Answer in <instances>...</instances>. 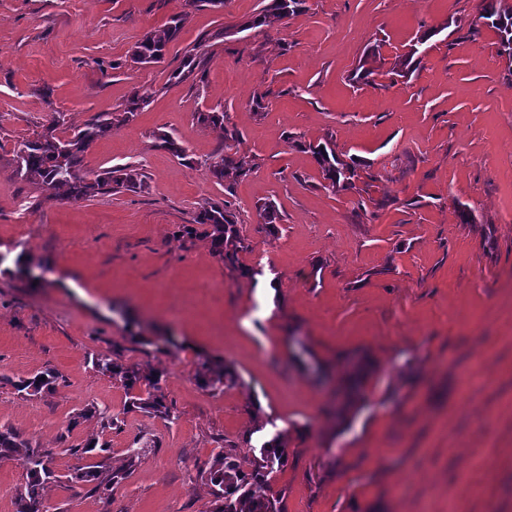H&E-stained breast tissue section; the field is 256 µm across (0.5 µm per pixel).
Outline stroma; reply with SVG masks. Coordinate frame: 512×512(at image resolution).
Returning a JSON list of instances; mask_svg holds the SVG:
<instances>
[{
	"label": "stroma",
	"mask_w": 512,
	"mask_h": 512,
	"mask_svg": "<svg viewBox=\"0 0 512 512\" xmlns=\"http://www.w3.org/2000/svg\"><path fill=\"white\" fill-rule=\"evenodd\" d=\"M480 4L306 0L246 31L261 0H0V425L50 449L59 475L89 434L113 466L134 439L153 443L111 494L51 485V512H208L200 468L225 441L245 453L278 432L285 512H512V76ZM183 10L164 62L134 64L143 34ZM431 29L417 70L397 75ZM191 54L203 81L170 82ZM364 66L373 83L355 81ZM137 92L149 105L84 169L135 165L140 188L71 202L16 175L19 143L53 116L80 125ZM215 106L255 164L229 191L157 145L169 133L211 156L224 141L194 114ZM325 140L356 163L353 187L324 189L308 147ZM208 202L236 215L242 259L278 282L275 297L179 235ZM21 253L38 282L20 275ZM115 347L167 370L177 420L125 412L91 363ZM206 356L233 363L238 383L200 388ZM360 363L359 394L337 406ZM44 366L62 375L55 394L11 387ZM89 403L121 428L70 427Z\"/></svg>",
	"instance_id": "1"
}]
</instances>
